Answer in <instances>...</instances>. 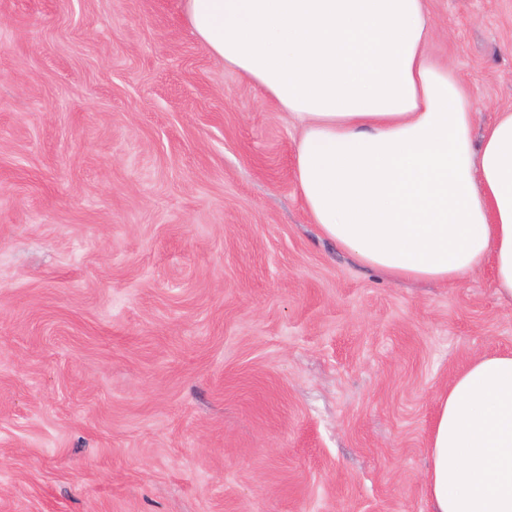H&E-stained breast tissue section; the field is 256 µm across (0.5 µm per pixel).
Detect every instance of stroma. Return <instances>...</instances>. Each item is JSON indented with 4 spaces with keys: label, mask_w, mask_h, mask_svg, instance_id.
Segmentation results:
<instances>
[{
    "label": "stroma",
    "mask_w": 512,
    "mask_h": 512,
    "mask_svg": "<svg viewBox=\"0 0 512 512\" xmlns=\"http://www.w3.org/2000/svg\"><path fill=\"white\" fill-rule=\"evenodd\" d=\"M428 5L483 128L512 0ZM299 134L181 0H0V512H430L436 395L512 305L323 238Z\"/></svg>",
    "instance_id": "stroma-1"
}]
</instances>
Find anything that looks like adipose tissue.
I'll return each mask as SVG.
<instances>
[{"instance_id":"ef3b65f1","label":"adipose tissue","mask_w":512,"mask_h":512,"mask_svg":"<svg viewBox=\"0 0 512 512\" xmlns=\"http://www.w3.org/2000/svg\"><path fill=\"white\" fill-rule=\"evenodd\" d=\"M225 69L300 127L294 177L322 233L395 281L491 265L512 302V110L474 136L459 75L426 46L427 0H182ZM430 512H512V352L436 398Z\"/></svg>"}]
</instances>
